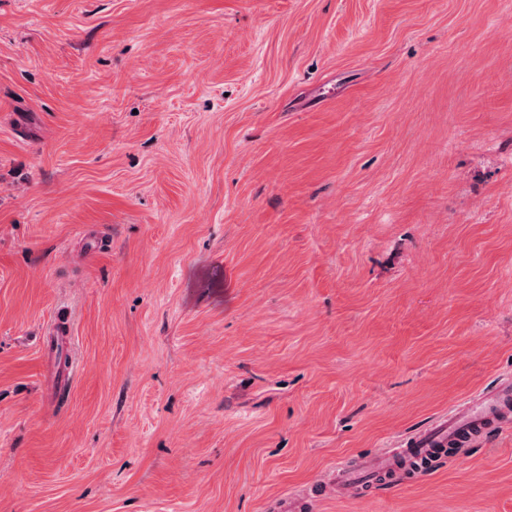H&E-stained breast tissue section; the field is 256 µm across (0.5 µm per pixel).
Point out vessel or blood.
Segmentation results:
<instances>
[{"instance_id": "obj_1", "label": "vessel or blood", "mask_w": 512, "mask_h": 512, "mask_svg": "<svg viewBox=\"0 0 512 512\" xmlns=\"http://www.w3.org/2000/svg\"><path fill=\"white\" fill-rule=\"evenodd\" d=\"M512 425V380L478 395L439 419L403 448L361 456L339 466L326 490L339 499L358 501L376 486L419 475L433 465L467 452L469 446Z\"/></svg>"}]
</instances>
